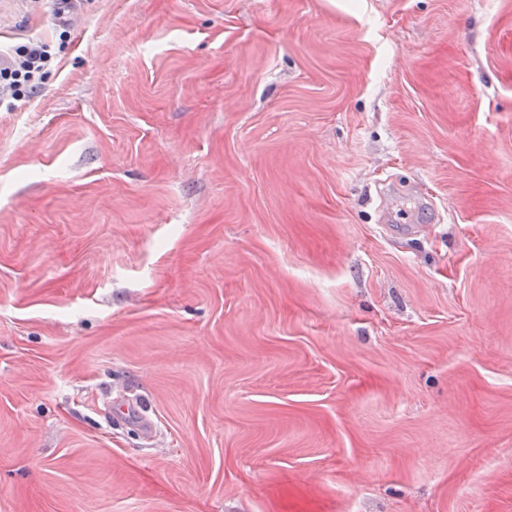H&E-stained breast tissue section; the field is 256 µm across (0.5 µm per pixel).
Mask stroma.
Instances as JSON below:
<instances>
[{
  "instance_id": "stroma-1",
  "label": "stroma",
  "mask_w": 512,
  "mask_h": 512,
  "mask_svg": "<svg viewBox=\"0 0 512 512\" xmlns=\"http://www.w3.org/2000/svg\"><path fill=\"white\" fill-rule=\"evenodd\" d=\"M32 40L0 512H512V0H0Z\"/></svg>"
}]
</instances>
